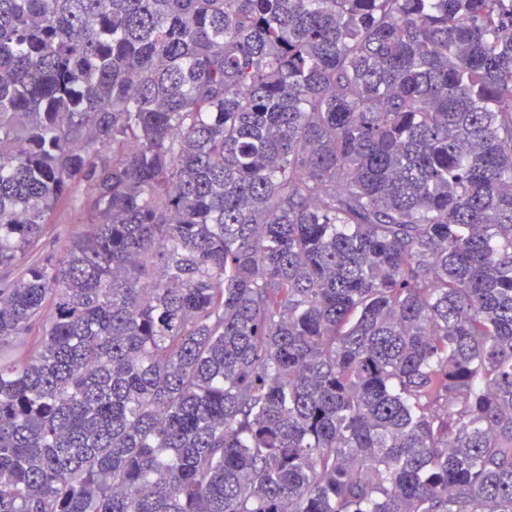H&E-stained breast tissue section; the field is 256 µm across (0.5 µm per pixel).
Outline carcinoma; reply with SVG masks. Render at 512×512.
I'll return each instance as SVG.
<instances>
[{
	"instance_id": "cac0c4a2",
	"label": "carcinoma",
	"mask_w": 512,
	"mask_h": 512,
	"mask_svg": "<svg viewBox=\"0 0 512 512\" xmlns=\"http://www.w3.org/2000/svg\"><path fill=\"white\" fill-rule=\"evenodd\" d=\"M0 267V512H512V0H0ZM71 222V224H67ZM50 223L56 224L48 231L45 237L42 238L40 246L45 255L60 254L68 242V237L77 232H84L85 226L78 224L72 217H70L67 210L58 207L50 216Z\"/></svg>"
}]
</instances>
